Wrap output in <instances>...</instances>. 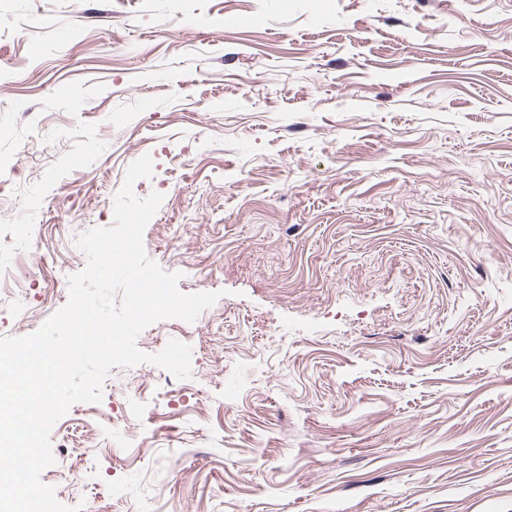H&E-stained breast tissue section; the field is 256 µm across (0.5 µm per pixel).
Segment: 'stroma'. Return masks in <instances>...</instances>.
Returning a JSON list of instances; mask_svg holds the SVG:
<instances>
[{
  "label": "stroma",
  "mask_w": 512,
  "mask_h": 512,
  "mask_svg": "<svg viewBox=\"0 0 512 512\" xmlns=\"http://www.w3.org/2000/svg\"><path fill=\"white\" fill-rule=\"evenodd\" d=\"M146 154L148 256L220 297L190 378L56 422L61 504L512 512V0H0V286L62 308Z\"/></svg>",
  "instance_id": "stroma-1"
}]
</instances>
